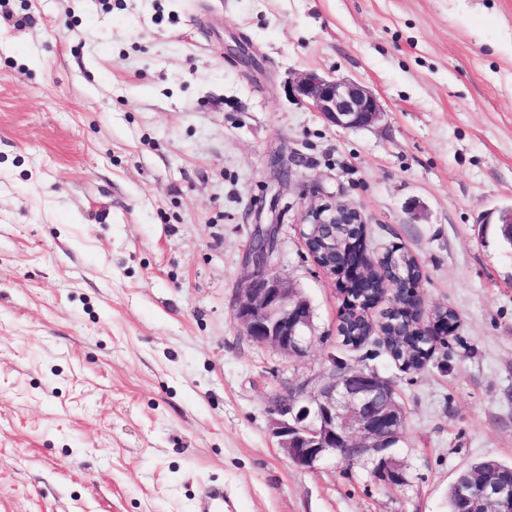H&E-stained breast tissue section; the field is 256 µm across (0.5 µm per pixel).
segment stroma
<instances>
[{
  "mask_svg": "<svg viewBox=\"0 0 512 512\" xmlns=\"http://www.w3.org/2000/svg\"><path fill=\"white\" fill-rule=\"evenodd\" d=\"M0 24V512H448L473 462H512V0H9ZM355 80L373 126L288 98ZM355 207L367 249L421 266L457 328L403 371L343 345L337 280L300 229ZM313 309L299 358L234 313L257 226ZM393 383L388 487L368 463L300 468L284 388L332 364ZM224 511V486H205L196 505V512H223Z\"/></svg>",
  "mask_w": 512,
  "mask_h": 512,
  "instance_id": "obj_1",
  "label": "stroma"
}]
</instances>
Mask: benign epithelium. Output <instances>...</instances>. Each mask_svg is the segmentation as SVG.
Here are the masks:
<instances>
[{
	"instance_id": "1",
	"label": "benign epithelium",
	"mask_w": 512,
	"mask_h": 512,
	"mask_svg": "<svg viewBox=\"0 0 512 512\" xmlns=\"http://www.w3.org/2000/svg\"><path fill=\"white\" fill-rule=\"evenodd\" d=\"M288 97L311 106L331 124L364 128L382 115L378 98L365 86L316 72H303L288 81ZM327 224L354 225L351 244L356 260L338 270L343 301L360 307L363 299H351L353 283L371 279L378 263L367 255L365 226L360 213L342 204L309 206L303 216L302 237L310 242ZM275 229L259 227L253 238L250 260L254 270L239 289L235 314L245 335L268 345L286 357L306 353L315 337L313 310L301 291L271 269ZM379 303L387 311H400L418 323L433 341L446 336L455 323L436 310L428 313L417 282L406 283L403 294L394 295L387 278L378 280ZM406 413L393 384L372 371L333 366L318 377L303 381L279 395L273 405L272 432L288 459L297 467L313 468L336 455L352 461L370 460L373 476L388 485L405 482L393 448L403 435ZM461 512H512V480H488L478 472L461 474L453 483Z\"/></svg>"
}]
</instances>
